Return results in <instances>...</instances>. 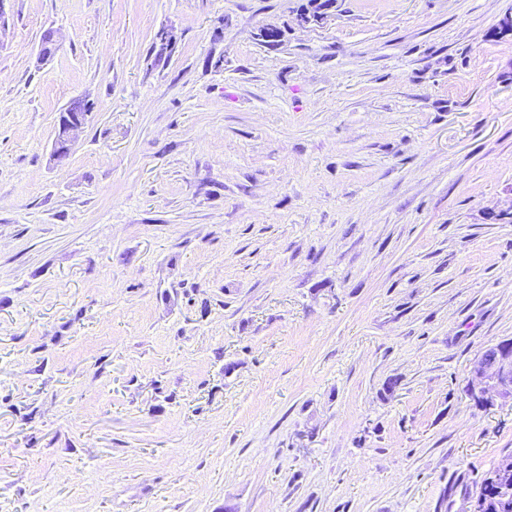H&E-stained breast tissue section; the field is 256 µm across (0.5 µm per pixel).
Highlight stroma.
<instances>
[{
    "label": "stroma",
    "instance_id": "obj_1",
    "mask_svg": "<svg viewBox=\"0 0 512 512\" xmlns=\"http://www.w3.org/2000/svg\"><path fill=\"white\" fill-rule=\"evenodd\" d=\"M306 2L7 0L0 512H473L512 456V0ZM59 114L53 143V155L57 158L67 156L78 141L84 129L81 118H73V113L80 112L83 101L76 99ZM467 387L485 400L489 392L512 398V342L487 347L473 366Z\"/></svg>",
    "mask_w": 512,
    "mask_h": 512
}]
</instances>
